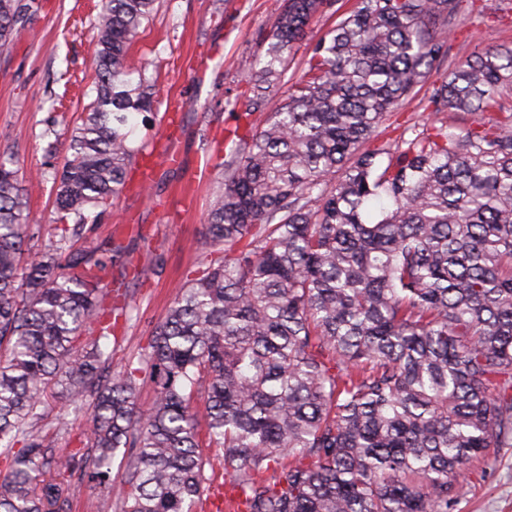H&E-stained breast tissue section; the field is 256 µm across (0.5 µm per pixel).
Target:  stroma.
Listing matches in <instances>:
<instances>
[{
  "label": "stroma",
  "instance_id": "1",
  "mask_svg": "<svg viewBox=\"0 0 512 512\" xmlns=\"http://www.w3.org/2000/svg\"><path fill=\"white\" fill-rule=\"evenodd\" d=\"M482 17H466L454 39V54L465 59L488 45L512 43V11L499 0ZM352 0H336L309 25L289 65L301 70L312 47L349 9ZM285 0H157L128 52L132 68L151 64L159 73V109L193 100V109L177 112L174 123L137 122L131 139L147 155L133 162L126 189L103 212L91 216L77 241L79 248L103 250L121 244L124 253L112 266L124 278L132 318L110 341L112 364L137 363L153 327L164 320L172 291L188 272L220 259L205 244L207 214L219 165L224 131L234 119L214 107L226 91L240 93L253 62L262 57L267 37ZM100 0H40V11L0 49V154L13 155L27 184L31 213L40 227L32 251L48 247L54 233L53 170L69 157L73 130L95 96L87 48L96 33ZM160 255L162 269L143 268L145 253ZM61 390L49 387L36 434L57 437L63 448L79 447L86 417L59 429ZM485 476H472L457 512H512V448L491 449ZM65 512H114L113 499L82 474L68 479Z\"/></svg>",
  "mask_w": 512,
  "mask_h": 512
}]
</instances>
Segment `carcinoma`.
Returning a JSON list of instances; mask_svg holds the SVG:
<instances>
[{
    "mask_svg": "<svg viewBox=\"0 0 512 512\" xmlns=\"http://www.w3.org/2000/svg\"><path fill=\"white\" fill-rule=\"evenodd\" d=\"M155 2L101 0L96 95L56 174L43 252L28 246L24 174L0 158V512H61L85 465L115 512H194L205 440L233 512H455L475 462L512 447V45L452 60L476 0H353L283 93L333 5L288 0L230 103L206 235L224 261L177 289L138 371H113L100 341L131 315L127 293L101 300L122 246L73 252L70 228L123 191L134 122L157 116L153 78L127 62ZM39 9L0 0L1 49ZM424 86L431 112L471 124H400L374 144ZM138 372L155 386L147 408ZM52 382L68 405L91 402L87 448L33 434ZM352 1L353 0H337L333 8L325 9L315 17L307 28L304 40L298 45L295 51L288 68L287 78H289L294 71H299L305 66L311 48L335 26L336 22L340 20L339 16L349 9Z\"/></svg>",
    "mask_w": 512,
    "mask_h": 512,
    "instance_id": "obj_1",
    "label": "carcinoma"
}]
</instances>
